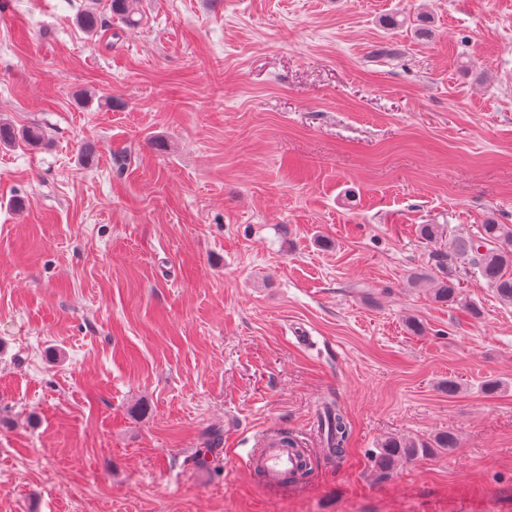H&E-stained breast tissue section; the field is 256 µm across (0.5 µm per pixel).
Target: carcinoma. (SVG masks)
<instances>
[{
  "label": "carcinoma",
  "mask_w": 512,
  "mask_h": 512,
  "mask_svg": "<svg viewBox=\"0 0 512 512\" xmlns=\"http://www.w3.org/2000/svg\"><path fill=\"white\" fill-rule=\"evenodd\" d=\"M135 2L109 0V11L124 22L134 24ZM76 23L84 32L94 35L105 26L106 21L97 11L87 9L77 15ZM44 139V130L37 124L17 128L10 123L0 122L1 147H36ZM419 237L430 245H440L443 239H448V253L440 255V259L450 260L461 265L468 273L479 275L501 301L512 304L511 224H500L490 218L478 225L477 232L465 236L450 235L449 229L442 224H422ZM431 292L438 303L450 306L461 304L471 317L478 318L481 315L476 305L463 302V288L456 279L442 278L432 282ZM320 430L329 456H343L350 443L352 430L346 413L336 402H325ZM457 444L458 437L448 431L429 440L388 436L380 442L374 454L377 477L387 479L400 463L436 451H449L457 447Z\"/></svg>",
  "instance_id": "1"
}]
</instances>
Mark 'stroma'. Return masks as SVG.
I'll return each mask as SVG.
<instances>
[{
  "label": "stroma",
  "mask_w": 512,
  "mask_h": 512,
  "mask_svg": "<svg viewBox=\"0 0 512 512\" xmlns=\"http://www.w3.org/2000/svg\"><path fill=\"white\" fill-rule=\"evenodd\" d=\"M9 2L0 119L46 139L0 147V512H512V305L411 283L459 271L419 225L512 224V0ZM431 292L436 302L441 304H448V306L461 305L469 315L473 318H478L481 315L480 309L473 303L462 304L463 302V288L460 281L453 278H442L431 282ZM324 414L320 418V430L324 447L331 457H342L350 443L352 430L344 410L335 401L324 403ZM457 444L458 437L448 431L439 433L429 440L417 437L388 436L380 442L373 457L377 477L387 479L400 463L420 456H427L436 451H449L456 448ZM258 447L254 457L247 460V466L258 469L269 486H285L288 474L299 465V458L273 438L263 440Z\"/></svg>",
  "instance_id": "35a3bbf8"
}]
</instances>
